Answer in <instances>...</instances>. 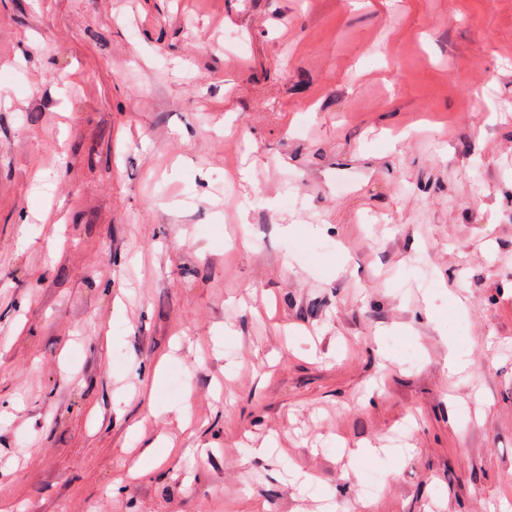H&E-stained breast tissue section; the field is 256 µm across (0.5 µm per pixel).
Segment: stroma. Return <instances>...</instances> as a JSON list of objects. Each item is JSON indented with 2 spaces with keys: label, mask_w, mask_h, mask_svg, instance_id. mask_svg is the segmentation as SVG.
<instances>
[{
  "label": "stroma",
  "mask_w": 512,
  "mask_h": 512,
  "mask_svg": "<svg viewBox=\"0 0 512 512\" xmlns=\"http://www.w3.org/2000/svg\"><path fill=\"white\" fill-rule=\"evenodd\" d=\"M388 2L0 0V512H512V0Z\"/></svg>",
  "instance_id": "35a3bbf8"
}]
</instances>
